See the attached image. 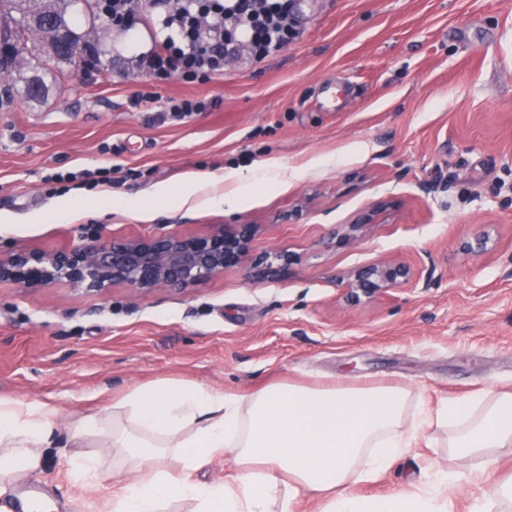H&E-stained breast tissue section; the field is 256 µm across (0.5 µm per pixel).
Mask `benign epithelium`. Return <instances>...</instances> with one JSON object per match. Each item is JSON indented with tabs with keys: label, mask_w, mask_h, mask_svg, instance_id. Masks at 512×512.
Instances as JSON below:
<instances>
[{
	"label": "benign epithelium",
	"mask_w": 512,
	"mask_h": 512,
	"mask_svg": "<svg viewBox=\"0 0 512 512\" xmlns=\"http://www.w3.org/2000/svg\"><path fill=\"white\" fill-rule=\"evenodd\" d=\"M385 207L376 206L355 221L342 225L341 240L357 243L367 226L378 223ZM258 232L255 224L215 225L202 235L156 233L116 242L98 232L87 242L54 252L16 247L0 252V282L21 288H49L63 283L82 293H102L124 285L134 294L159 289L181 290L244 266L261 279L288 273L294 256L286 250L252 254L251 243ZM490 237L483 233L463 245V250L483 254L490 250ZM414 273L393 259L358 266L342 284L350 304L371 302L388 291L409 284Z\"/></svg>",
	"instance_id": "benign-epithelium-1"
}]
</instances>
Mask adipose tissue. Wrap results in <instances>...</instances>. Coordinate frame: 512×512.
Returning a JSON list of instances; mask_svg holds the SVG:
<instances>
[{"instance_id":"adipose-tissue-1","label":"adipose tissue","mask_w":512,"mask_h":512,"mask_svg":"<svg viewBox=\"0 0 512 512\" xmlns=\"http://www.w3.org/2000/svg\"><path fill=\"white\" fill-rule=\"evenodd\" d=\"M401 386L271 384L247 395L186 380H158L129 389L112 406V445L135 473L112 499V512H160L172 499L197 512H295L298 493L319 512H448L455 475L439 472L383 497L352 491L409 456L436 425L448 445L486 458L512 447V392L484 390L408 415ZM54 412L43 404L0 397V489L40 473L52 444ZM230 457L232 472L204 483L194 471Z\"/></svg>"}]
</instances>
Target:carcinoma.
Listing matches in <instances>:
<instances>
[{"mask_svg": "<svg viewBox=\"0 0 512 512\" xmlns=\"http://www.w3.org/2000/svg\"><path fill=\"white\" fill-rule=\"evenodd\" d=\"M74 0H0V38L9 42L16 54L28 49L31 21L37 16H48L55 31L43 35L51 55L60 61L67 57L56 52V42H81V36L71 28L68 8Z\"/></svg>", "mask_w": 512, "mask_h": 512, "instance_id": "1", "label": "carcinoma"}]
</instances>
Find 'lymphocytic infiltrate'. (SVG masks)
I'll return each instance as SVG.
<instances>
[{
  "label": "lymphocytic infiltrate",
  "instance_id": "obj_1",
  "mask_svg": "<svg viewBox=\"0 0 512 512\" xmlns=\"http://www.w3.org/2000/svg\"><path fill=\"white\" fill-rule=\"evenodd\" d=\"M99 10L115 26L157 29L153 49L135 62L138 70L190 83L208 82L230 59L262 62L297 36L291 0H173L150 15L143 14L141 0H99Z\"/></svg>",
  "mask_w": 512,
  "mask_h": 512
}]
</instances>
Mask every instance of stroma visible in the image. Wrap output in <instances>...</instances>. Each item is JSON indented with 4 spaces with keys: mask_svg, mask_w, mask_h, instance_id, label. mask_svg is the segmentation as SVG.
Listing matches in <instances>:
<instances>
[{
    "mask_svg": "<svg viewBox=\"0 0 512 512\" xmlns=\"http://www.w3.org/2000/svg\"><path fill=\"white\" fill-rule=\"evenodd\" d=\"M298 37L257 66L227 64L206 83L138 71L154 30L89 23L72 28L94 46L99 69L49 59L20 62L0 86L43 77L40 100L0 102V250L53 252L86 242L167 232L202 235L216 224H257L254 252L285 248L286 276L248 270L180 291L132 294L117 285L78 294L0 283V396L56 412L54 445L35 478L42 512H108L132 480L105 447L112 402L159 379L247 394L276 382H385L438 407L481 390H512V0H291ZM160 98L214 100L174 121L131 106ZM120 167L124 183H71L59 170ZM197 186L183 205L162 187ZM223 197V206L212 203ZM68 198L72 210L52 214ZM392 210L357 244L336 231L358 212ZM489 232L482 255L462 245ZM383 258L414 283L357 306L341 278ZM429 431L412 455L356 494L386 495L434 473L462 475L450 512H471L478 466ZM96 458L82 475L79 458Z\"/></svg>",
    "mask_w": 512,
    "mask_h": 512,
    "instance_id": "obj_1",
    "label": "stroma"
}]
</instances>
